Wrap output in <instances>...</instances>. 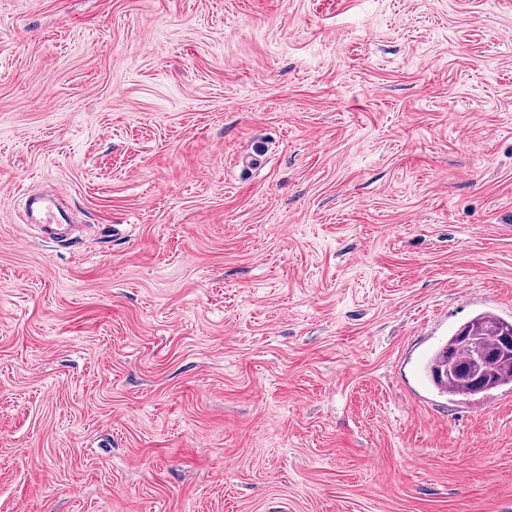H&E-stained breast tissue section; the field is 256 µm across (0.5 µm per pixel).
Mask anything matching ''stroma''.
<instances>
[{
	"mask_svg": "<svg viewBox=\"0 0 512 512\" xmlns=\"http://www.w3.org/2000/svg\"><path fill=\"white\" fill-rule=\"evenodd\" d=\"M484 311L512 0H0V512H512ZM30 209L40 215V222L44 224H66L65 214L57 207L55 200L46 194L33 195L29 198ZM460 336H473L471 348L459 349ZM464 363L473 364L475 373L463 372ZM426 370L439 390L460 400L512 388V321L490 312L478 314L448 335L444 346L431 355Z\"/></svg>",
	"mask_w": 512,
	"mask_h": 512,
	"instance_id": "35a3bbf8",
	"label": "stroma"
}]
</instances>
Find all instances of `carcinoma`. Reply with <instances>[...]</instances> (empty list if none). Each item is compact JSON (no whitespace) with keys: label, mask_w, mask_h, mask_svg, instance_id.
<instances>
[{"label":"carcinoma","mask_w":512,"mask_h":512,"mask_svg":"<svg viewBox=\"0 0 512 512\" xmlns=\"http://www.w3.org/2000/svg\"><path fill=\"white\" fill-rule=\"evenodd\" d=\"M426 370L439 390L460 400L512 388V321L490 312L473 317L448 335Z\"/></svg>","instance_id":"carcinoma-1"}]
</instances>
